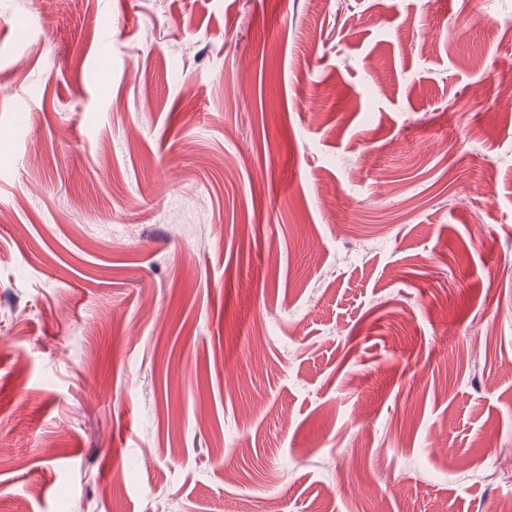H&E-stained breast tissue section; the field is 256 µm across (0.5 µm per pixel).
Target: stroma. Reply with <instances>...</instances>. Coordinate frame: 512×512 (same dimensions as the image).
<instances>
[{"label":"stroma","mask_w":512,"mask_h":512,"mask_svg":"<svg viewBox=\"0 0 512 512\" xmlns=\"http://www.w3.org/2000/svg\"><path fill=\"white\" fill-rule=\"evenodd\" d=\"M48 12L0 0V512H497L512 0Z\"/></svg>","instance_id":"35a3bbf8"}]
</instances>
